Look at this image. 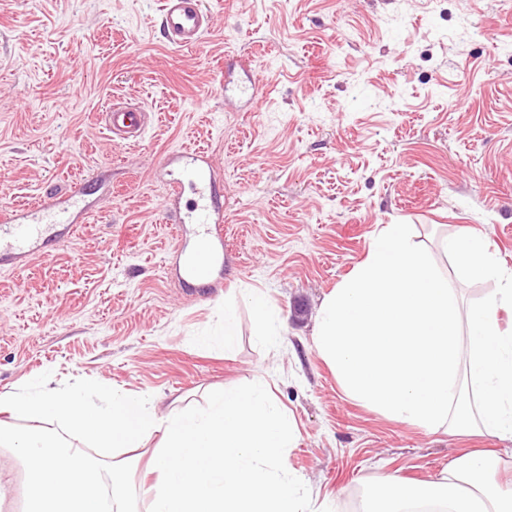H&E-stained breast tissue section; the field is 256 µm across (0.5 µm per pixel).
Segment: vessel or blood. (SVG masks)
<instances>
[{"mask_svg":"<svg viewBox=\"0 0 512 512\" xmlns=\"http://www.w3.org/2000/svg\"><path fill=\"white\" fill-rule=\"evenodd\" d=\"M162 25L167 41L177 47L196 45L207 32L211 16L202 0H163ZM109 126L122 139H138L149 120L147 112L134 106H113ZM180 174L171 183L167 209L178 225L194 227L193 247L175 267L177 277L186 283L200 281L217 287L215 267L224 251V211L218 202L219 188L203 157L194 154L175 156ZM193 198L181 205L184 190ZM80 196L72 190L65 200H49L39 208L19 214L0 211V263L22 264L42 252L60 231L71 229L74 207Z\"/></svg>","mask_w":512,"mask_h":512,"instance_id":"obj_1","label":"vessel or blood"}]
</instances>
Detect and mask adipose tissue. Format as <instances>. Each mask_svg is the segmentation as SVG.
<instances>
[{
    "label": "adipose tissue",
    "instance_id": "1",
    "mask_svg": "<svg viewBox=\"0 0 512 512\" xmlns=\"http://www.w3.org/2000/svg\"><path fill=\"white\" fill-rule=\"evenodd\" d=\"M501 463L492 450L476 449L449 462L428 490L396 479L387 483L388 505L383 512H417L428 503L441 512H512V489L495 480Z\"/></svg>",
    "mask_w": 512,
    "mask_h": 512
}]
</instances>
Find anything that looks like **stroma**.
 I'll list each match as a JSON object with an SVG mask.
<instances>
[{"mask_svg": "<svg viewBox=\"0 0 512 512\" xmlns=\"http://www.w3.org/2000/svg\"><path fill=\"white\" fill-rule=\"evenodd\" d=\"M210 30L168 45L162 0H0V208L85 186L84 218L47 254L0 265V391L44 372L200 406L262 383L287 411L284 455L314 512H362V490L422 486L451 459L498 448L389 418L350 398L319 355L325 298L387 224L403 222L461 309L493 281H462L447 238L481 236L512 272V0H204ZM265 88L228 106L226 61ZM118 103L149 114L112 137ZM206 154L223 185L220 288L171 272L167 156ZM276 334H258L252 293ZM237 340L225 350V314ZM23 512L25 466L0 447Z\"/></svg>", "mask_w": 512, "mask_h": 512, "instance_id": "stroma-1", "label": "stroma"}]
</instances>
